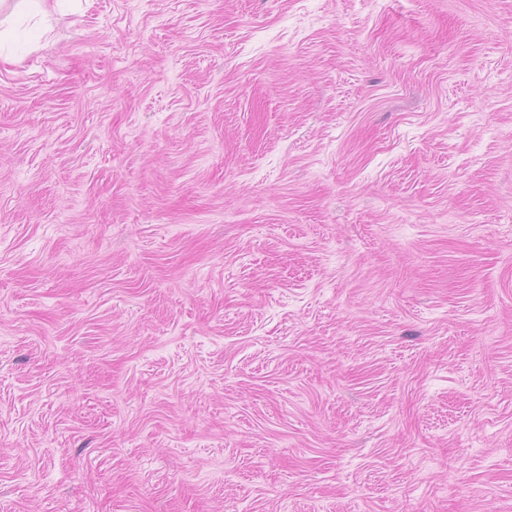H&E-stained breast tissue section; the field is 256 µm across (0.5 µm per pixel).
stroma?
Returning <instances> with one entry per match:
<instances>
[{
	"mask_svg": "<svg viewBox=\"0 0 512 512\" xmlns=\"http://www.w3.org/2000/svg\"><path fill=\"white\" fill-rule=\"evenodd\" d=\"M45 9L0 512H512V0Z\"/></svg>",
	"mask_w": 512,
	"mask_h": 512,
	"instance_id": "35a3bbf8",
	"label": "stroma"
}]
</instances>
